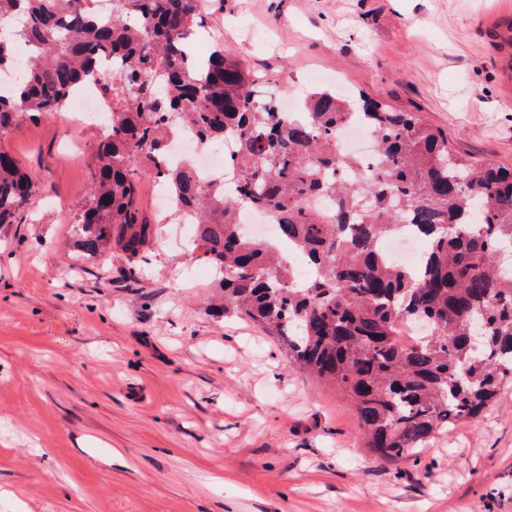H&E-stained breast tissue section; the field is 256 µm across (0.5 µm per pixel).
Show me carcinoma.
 I'll list each match as a JSON object with an SVG mask.
<instances>
[{"instance_id":"1","label":"carcinoma","mask_w":512,"mask_h":512,"mask_svg":"<svg viewBox=\"0 0 512 512\" xmlns=\"http://www.w3.org/2000/svg\"><path fill=\"white\" fill-rule=\"evenodd\" d=\"M0 0V140L22 119L64 111L100 81L111 132L74 219L82 254L118 244L141 257L138 170L164 185L170 216L195 224L224 303L276 332L292 362L354 405L365 447L411 456L437 431L477 417L512 379V171L476 164L411 112L333 88L278 112L264 79L222 49L202 58L192 36L199 0ZM35 47L11 77L17 48ZM375 133L377 167L348 158L336 136L351 119ZM203 146L232 143V188L207 185L174 159L185 128ZM39 183L0 151V224H13ZM329 199L328 208L315 205ZM269 215L312 270L295 282L267 241L245 235L244 210ZM412 226L426 243L417 266L387 263L377 241ZM424 321L418 345L395 336Z\"/></svg>"}]
</instances>
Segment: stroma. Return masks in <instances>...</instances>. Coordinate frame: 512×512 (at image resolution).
Listing matches in <instances>:
<instances>
[{
    "label": "stroma",
    "mask_w": 512,
    "mask_h": 512,
    "mask_svg": "<svg viewBox=\"0 0 512 512\" xmlns=\"http://www.w3.org/2000/svg\"><path fill=\"white\" fill-rule=\"evenodd\" d=\"M198 54L286 92L382 96L468 159L512 167L499 26L512 0H205ZM99 138L73 110L0 141L41 185L0 224V512H512V382L391 463L275 334L216 313L192 228L139 172L143 258L84 256Z\"/></svg>",
    "instance_id": "obj_1"
}]
</instances>
